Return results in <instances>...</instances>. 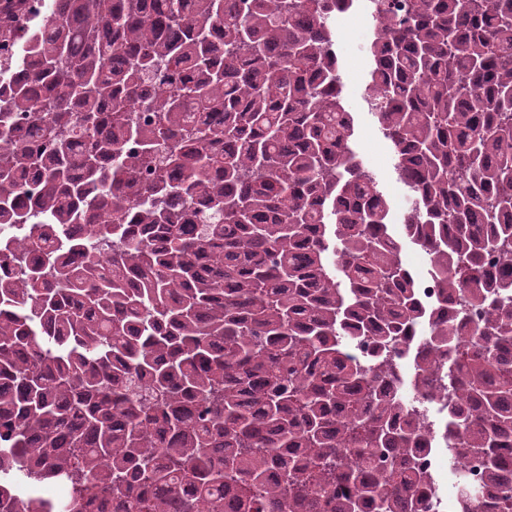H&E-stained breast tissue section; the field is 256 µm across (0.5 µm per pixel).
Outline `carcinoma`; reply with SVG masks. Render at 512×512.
Returning <instances> with one entry per match:
<instances>
[{"mask_svg": "<svg viewBox=\"0 0 512 512\" xmlns=\"http://www.w3.org/2000/svg\"><path fill=\"white\" fill-rule=\"evenodd\" d=\"M355 2L34 19L0 105V512H424L428 438L476 512H512V0H367L397 229L335 53Z\"/></svg>", "mask_w": 512, "mask_h": 512, "instance_id": "obj_1", "label": "carcinoma"}]
</instances>
